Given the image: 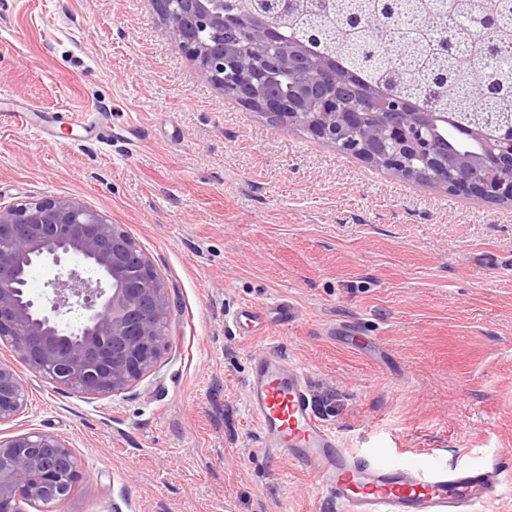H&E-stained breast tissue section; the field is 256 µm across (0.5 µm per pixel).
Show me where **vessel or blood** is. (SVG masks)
I'll return each instance as SVG.
<instances>
[{
    "mask_svg": "<svg viewBox=\"0 0 512 512\" xmlns=\"http://www.w3.org/2000/svg\"><path fill=\"white\" fill-rule=\"evenodd\" d=\"M13 117L49 144L57 143L58 128L88 126L83 112L45 116L17 107ZM112 123L117 131L111 141L126 153L140 151L151 139L150 126L132 113H113ZM291 317L287 301L276 299L244 305L233 319L249 340L260 326H284ZM247 398L267 446L283 450L291 464L315 475L346 512H471L475 505L487 503L499 480L493 469L434 463L411 470L397 461L344 448L336 433L314 415L304 380L273 353L252 354Z\"/></svg>",
    "mask_w": 512,
    "mask_h": 512,
    "instance_id": "b4317fda",
    "label": "vessel or blood"
}]
</instances>
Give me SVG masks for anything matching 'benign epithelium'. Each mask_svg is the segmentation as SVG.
I'll use <instances>...</instances> for the list:
<instances>
[{
  "label": "benign epithelium",
  "mask_w": 512,
  "mask_h": 512,
  "mask_svg": "<svg viewBox=\"0 0 512 512\" xmlns=\"http://www.w3.org/2000/svg\"><path fill=\"white\" fill-rule=\"evenodd\" d=\"M170 42L219 90L284 129L301 128L323 145L350 152L404 179H425L448 192L512 201V126L477 122L470 142L448 147L446 112H417L386 87H348L333 59L297 37L285 50L279 17L289 0H252L236 12L224 0H154ZM490 16L461 14L448 30L430 26L440 45L458 53L462 32L493 26ZM270 72L294 78L269 94ZM82 266L58 273L41 304L20 287L22 262ZM167 287L137 244L97 211L66 198L0 207V339L34 371L85 395H117L157 361L165 342ZM27 405L16 371L0 362V424ZM78 464L55 434L26 432L0 439V512L25 498L52 512L75 488Z\"/></svg>",
  "instance_id": "1"
}]
</instances>
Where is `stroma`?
<instances>
[{"mask_svg": "<svg viewBox=\"0 0 512 512\" xmlns=\"http://www.w3.org/2000/svg\"><path fill=\"white\" fill-rule=\"evenodd\" d=\"M1 93L36 112H135L155 135L131 157L81 129L53 147L0 111V207L84 203L171 300L160 357L114 396L54 383L0 340L28 395L0 438L54 433L77 457L55 512H342L262 443L246 402L262 350L303 376L346 447L498 469L477 512H512V203L401 179L246 110L170 44L152 0H0ZM273 299L294 321L243 339L233 314ZM358 335L371 353L343 345Z\"/></svg>", "mask_w": 512, "mask_h": 512, "instance_id": "35a3bbf8", "label": "stroma"}]
</instances>
